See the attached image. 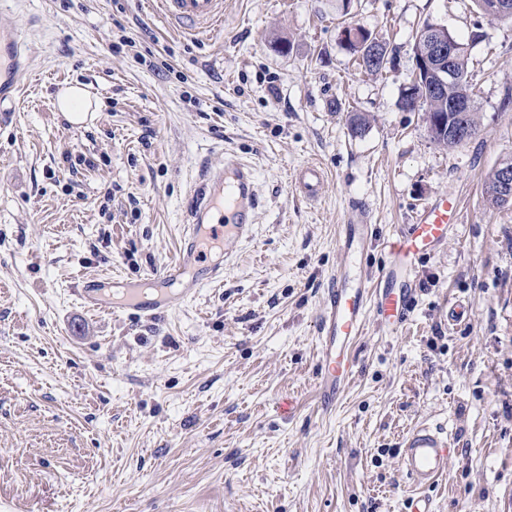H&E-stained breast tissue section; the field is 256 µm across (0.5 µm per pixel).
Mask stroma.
Returning a JSON list of instances; mask_svg holds the SVG:
<instances>
[{"label": "stroma", "mask_w": 512, "mask_h": 512, "mask_svg": "<svg viewBox=\"0 0 512 512\" xmlns=\"http://www.w3.org/2000/svg\"><path fill=\"white\" fill-rule=\"evenodd\" d=\"M347 16L390 44L381 74L340 41ZM426 20L472 43L481 126L454 149L399 105ZM1 23L33 62L0 129V512H404L397 450L424 422L454 448L437 512H512V204L483 195L512 159V20L471 0H224L222 30L190 39L151 0H10ZM76 82L99 102L79 127L56 105ZM228 152L260 206L223 282L156 320L85 307L83 279L137 281L175 256L191 189ZM308 164L325 173L315 201L294 190ZM445 192L460 219L418 261L406 326L367 320L323 412L347 207L377 226L376 271ZM452 298L471 321L449 325Z\"/></svg>", "instance_id": "1"}]
</instances>
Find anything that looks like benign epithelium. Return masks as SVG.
I'll return each mask as SVG.
<instances>
[{"mask_svg":"<svg viewBox=\"0 0 512 512\" xmlns=\"http://www.w3.org/2000/svg\"><path fill=\"white\" fill-rule=\"evenodd\" d=\"M512 17V3L509 0H492L487 5V18L507 19ZM444 29V26L431 23L421 28L416 33V38H421L428 43V51L425 55L414 58V74L412 81L404 89L402 107L409 112H416L422 108L426 98L439 93L441 88L452 79V69L445 67V64L452 62L455 56L457 43L452 38L437 35V32ZM341 39L345 44L354 43L361 48H371L373 62L385 65L386 60L379 59L373 42L366 39L364 29L357 26H345L341 31ZM474 111L473 95L463 89L459 96L450 103L448 117L437 120L426 117L427 127L438 125L439 128L448 132V135L461 141L472 137V130L462 120L463 114Z\"/></svg>","mask_w":512,"mask_h":512,"instance_id":"obj_1","label":"benign epithelium"}]
</instances>
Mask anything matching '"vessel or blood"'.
<instances>
[{
    "label": "vessel or blood",
    "instance_id": "vessel-or-blood-1",
    "mask_svg": "<svg viewBox=\"0 0 512 512\" xmlns=\"http://www.w3.org/2000/svg\"><path fill=\"white\" fill-rule=\"evenodd\" d=\"M164 16L188 34H210L224 18V0H157ZM16 29H0V104L15 99L28 60ZM324 172L315 164L303 167L296 180L297 193L317 199L324 188ZM259 208V195L251 166L234 154L211 167L195 187L184 233L174 260L152 273L150 289L110 279L83 281L82 302L114 316L128 313L156 319L170 311L176 300L196 297L201 288L220 283L233 247L251 238ZM458 214L456 198L441 196L417 212L388 243L390 260L371 274L366 259L377 232L367 209L349 207L342 223L339 249L345 261L329 278L321 324L318 403L322 411L335 409L355 374L352 347L368 317H376L390 331L401 329L411 308L410 281L416 260L447 241ZM453 450L441 429L423 423L402 441L398 450L401 469L413 492L405 512H436L429 494L444 476Z\"/></svg>",
    "mask_w": 512,
    "mask_h": 512
}]
</instances>
